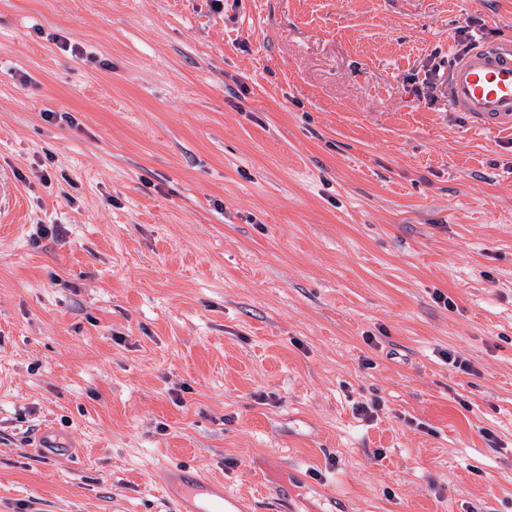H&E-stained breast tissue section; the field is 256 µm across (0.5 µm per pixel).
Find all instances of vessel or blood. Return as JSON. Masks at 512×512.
Segmentation results:
<instances>
[{
	"mask_svg": "<svg viewBox=\"0 0 512 512\" xmlns=\"http://www.w3.org/2000/svg\"><path fill=\"white\" fill-rule=\"evenodd\" d=\"M450 103L476 130H512V44L482 42L456 60L450 70ZM36 451L53 460L76 456L75 449L59 446L49 429L40 434ZM164 486L175 512H244L237 495L187 468H167Z\"/></svg>",
	"mask_w": 512,
	"mask_h": 512,
	"instance_id": "1",
	"label": "vessel or blood"
}]
</instances>
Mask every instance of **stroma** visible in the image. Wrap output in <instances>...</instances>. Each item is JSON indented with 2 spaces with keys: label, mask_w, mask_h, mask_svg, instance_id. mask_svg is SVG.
<instances>
[{
  "label": "stroma",
  "mask_w": 512,
  "mask_h": 512,
  "mask_svg": "<svg viewBox=\"0 0 512 512\" xmlns=\"http://www.w3.org/2000/svg\"><path fill=\"white\" fill-rule=\"evenodd\" d=\"M466 24L512 41V0H0V512H173L177 463L250 512H512ZM52 437L53 431L51 429H44L39 435V444L35 447V451L39 455L53 460H71L76 457L75 448L59 446Z\"/></svg>",
  "instance_id": "35a3bbf8"
}]
</instances>
